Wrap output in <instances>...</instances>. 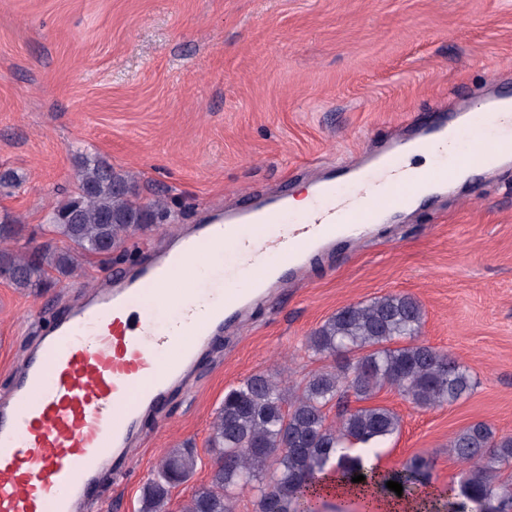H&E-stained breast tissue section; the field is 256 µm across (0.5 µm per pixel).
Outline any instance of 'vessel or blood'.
I'll return each instance as SVG.
<instances>
[{"mask_svg": "<svg viewBox=\"0 0 512 512\" xmlns=\"http://www.w3.org/2000/svg\"><path fill=\"white\" fill-rule=\"evenodd\" d=\"M507 122L512 95L474 99L458 112H427L410 137L341 165L346 192L337 191V178L319 181L316 207L296 224L288 222L287 195L263 199L248 189L242 207L209 215L179 235L177 249L92 282L37 349L21 356L11 395L0 403V512H79L97 482L131 467L142 418L161 415L168 391L186 379L225 323L269 298L336 241L367 236L384 215L411 202L417 186L403 172L407 153L429 143L450 146L463 125L485 130ZM239 224L280 230L265 240L239 238L206 282L143 306L147 289L166 283L201 242H223ZM273 251L282 252L281 267L223 301L226 272L261 266ZM187 334L192 342L180 345Z\"/></svg>", "mask_w": 512, "mask_h": 512, "instance_id": "obj_1", "label": "vessel or blood"}]
</instances>
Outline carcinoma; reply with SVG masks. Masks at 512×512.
I'll return each instance as SVG.
<instances>
[{
	"instance_id": "carcinoma-1",
	"label": "carcinoma",
	"mask_w": 512,
	"mask_h": 512,
	"mask_svg": "<svg viewBox=\"0 0 512 512\" xmlns=\"http://www.w3.org/2000/svg\"><path fill=\"white\" fill-rule=\"evenodd\" d=\"M76 192L49 217L51 232L67 247L51 243L28 254L0 249V277L19 289L48 284L55 273L69 276L82 256H109L129 234L153 223L158 205L137 201L134 181L99 158L86 157L76 176ZM422 305L402 294L368 304H351L330 316L307 338L316 354L338 356L330 370L311 374L294 388L269 373L247 377L228 390L211 429L219 460L210 481L192 495L182 512H233V491L257 492L254 512H315L311 490L316 475L337 462L349 476L364 474L360 448L376 455L384 440L400 431L401 418L379 405L351 410L348 396L367 401L384 387L397 390L420 408L451 404L474 383L468 369L451 354L418 341ZM336 406V421L327 410ZM448 453L467 466L451 512H512V480L500 478L512 465V436H497L485 422L457 432ZM196 468L188 448L165 457L158 479L143 490L140 512H166L170 488ZM431 479L430 461L414 455L388 480L402 484L404 497L422 493Z\"/></svg>"
}]
</instances>
